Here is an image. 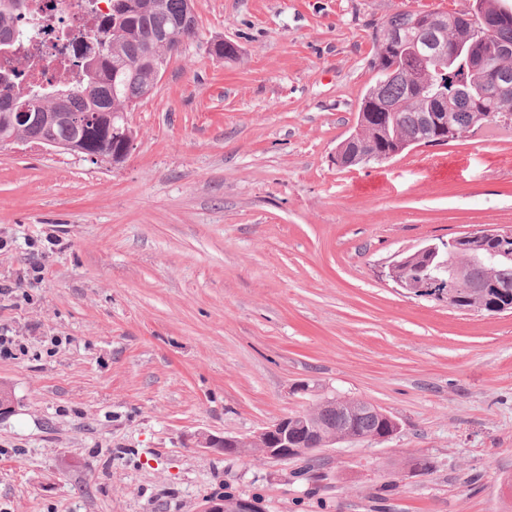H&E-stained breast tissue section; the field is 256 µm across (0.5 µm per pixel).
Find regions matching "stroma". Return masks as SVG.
<instances>
[{"label": "stroma", "mask_w": 512, "mask_h": 512, "mask_svg": "<svg viewBox=\"0 0 512 512\" xmlns=\"http://www.w3.org/2000/svg\"><path fill=\"white\" fill-rule=\"evenodd\" d=\"M473 0H196L109 165L0 149V512H512V313L405 294L427 242L512 226V134L353 169L375 24ZM230 40L237 58L212 55ZM399 424L225 456L324 396ZM424 461L428 470L416 469Z\"/></svg>", "instance_id": "obj_1"}]
</instances>
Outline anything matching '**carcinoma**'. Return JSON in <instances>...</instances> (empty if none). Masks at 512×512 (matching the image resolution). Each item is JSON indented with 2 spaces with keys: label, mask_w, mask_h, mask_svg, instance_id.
Masks as SVG:
<instances>
[{
  "label": "carcinoma",
  "mask_w": 512,
  "mask_h": 512,
  "mask_svg": "<svg viewBox=\"0 0 512 512\" xmlns=\"http://www.w3.org/2000/svg\"><path fill=\"white\" fill-rule=\"evenodd\" d=\"M113 9L103 14L95 29L83 36L86 48L78 54L77 79H64L47 85L22 86L0 81V136L14 137L19 142L39 143L49 135L70 142L68 151L97 156L110 163L120 152L124 139L135 136L127 121L132 103L149 95L162 76L158 66L169 64L180 52V46L198 36V26L181 25L189 14L188 0H161L159 12L147 15L144 0H107ZM495 0H475V7L455 13L448 23V36L461 37L468 33L472 15H496ZM21 16V11L0 8V39L9 41V55L21 42L19 31L8 22ZM433 27H424L416 14L403 12L390 17L374 28L376 46L370 67L375 72L372 87L378 96L394 107L393 124L386 130L373 120L360 124L357 144L346 152L358 154L359 163L369 156L386 150L394 140L413 141L426 136L430 129L427 115L433 111V101L427 93H414L415 75L423 80L433 66L421 59L417 51L433 41ZM505 47L512 48V22L501 23L489 44L482 47L477 62H459L444 78L443 90L448 93V120L459 135L468 133L476 113L468 101L469 86L483 77L487 70H502L512 74V54L501 55ZM37 97L41 111L64 112L81 117L89 112L93 121L81 129L59 126L48 130L31 120L21 122L17 106L26 99ZM464 278L487 282V288L460 289L452 301L460 311L493 313L501 304L512 305V269L491 274L464 265ZM353 407L357 412L345 417ZM305 447L312 448L333 431H348L350 439L379 437L385 429V415L359 407V400L349 399L326 405L315 404L305 413Z\"/></svg>",
  "instance_id": "1"
}]
</instances>
